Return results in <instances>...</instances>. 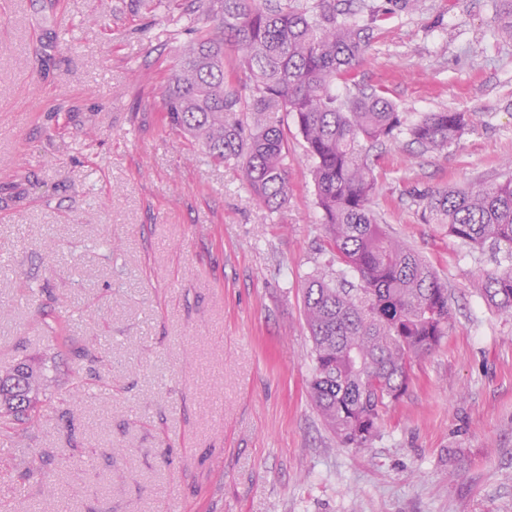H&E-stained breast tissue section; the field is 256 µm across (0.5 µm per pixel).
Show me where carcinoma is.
<instances>
[{
	"mask_svg": "<svg viewBox=\"0 0 512 512\" xmlns=\"http://www.w3.org/2000/svg\"><path fill=\"white\" fill-rule=\"evenodd\" d=\"M371 5V22L388 7L416 11L421 0ZM211 29L190 28L162 93L169 122L217 162H236L257 200L270 210L288 202V138L274 113L294 117L314 160L316 203L336 264L344 273L310 279L304 313L313 343L309 396L345 448H365L384 412L408 388L415 359L448 335V289L404 242L388 236L371 208L375 163L364 143L405 134L427 150L457 142L462 112H427L412 125L385 91L360 87L356 70L370 45L367 28L343 18L334 0L271 7L265 0H219ZM237 52L249 78L243 100L224 72V47ZM346 89L336 95V83ZM240 112L227 120L224 114ZM428 221L461 244L512 252V177L468 189L423 195ZM474 287L488 305L512 316V266L483 270ZM38 375L26 362L0 377V405L13 420L37 416Z\"/></svg>",
	"mask_w": 512,
	"mask_h": 512,
	"instance_id": "carcinoma-1",
	"label": "carcinoma"
}]
</instances>
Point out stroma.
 Here are the masks:
<instances>
[{
    "label": "stroma",
    "mask_w": 512,
    "mask_h": 512,
    "mask_svg": "<svg viewBox=\"0 0 512 512\" xmlns=\"http://www.w3.org/2000/svg\"><path fill=\"white\" fill-rule=\"evenodd\" d=\"M185 0H0V374L46 369L0 424L8 512H512V318L473 287L504 253L427 223L431 189L512 175L504 0H425L372 30L358 82L447 150L374 145L372 208L433 267L453 326L368 448L310 400L308 279L333 260L292 116L285 207L172 128ZM68 337L60 345L59 337Z\"/></svg>",
    "instance_id": "stroma-1"
}]
</instances>
